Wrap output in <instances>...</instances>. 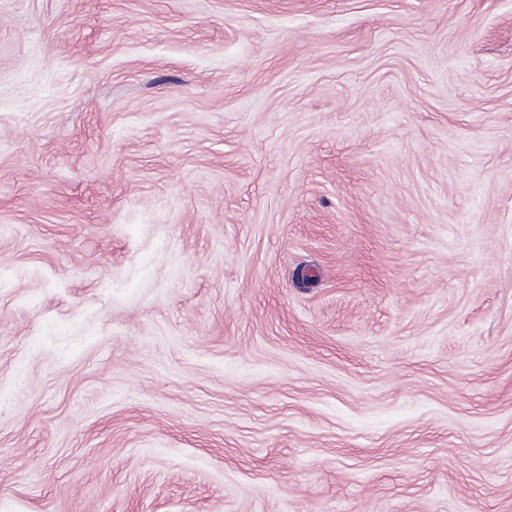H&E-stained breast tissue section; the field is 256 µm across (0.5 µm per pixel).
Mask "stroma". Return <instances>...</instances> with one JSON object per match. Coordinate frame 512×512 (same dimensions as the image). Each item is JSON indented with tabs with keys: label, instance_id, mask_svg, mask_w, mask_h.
<instances>
[{
	"label": "stroma",
	"instance_id": "stroma-1",
	"mask_svg": "<svg viewBox=\"0 0 512 512\" xmlns=\"http://www.w3.org/2000/svg\"><path fill=\"white\" fill-rule=\"evenodd\" d=\"M0 512H512V0H0Z\"/></svg>",
	"mask_w": 512,
	"mask_h": 512
}]
</instances>
